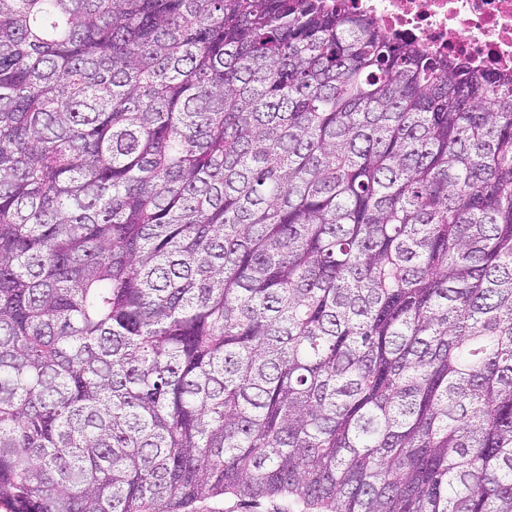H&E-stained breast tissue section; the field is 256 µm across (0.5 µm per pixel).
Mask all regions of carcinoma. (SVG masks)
Returning a JSON list of instances; mask_svg holds the SVG:
<instances>
[{
    "mask_svg": "<svg viewBox=\"0 0 512 512\" xmlns=\"http://www.w3.org/2000/svg\"><path fill=\"white\" fill-rule=\"evenodd\" d=\"M512 512V73L351 0H0V504ZM284 502L280 500H251L230 494L200 500L193 505L192 512H279Z\"/></svg>",
    "mask_w": 512,
    "mask_h": 512,
    "instance_id": "obj_1",
    "label": "carcinoma"
}]
</instances>
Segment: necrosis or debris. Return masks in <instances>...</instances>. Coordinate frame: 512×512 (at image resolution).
Returning a JSON list of instances; mask_svg holds the SVG:
<instances>
[{
  "instance_id": "1",
  "label": "necrosis or debris",
  "mask_w": 512,
  "mask_h": 512,
  "mask_svg": "<svg viewBox=\"0 0 512 512\" xmlns=\"http://www.w3.org/2000/svg\"><path fill=\"white\" fill-rule=\"evenodd\" d=\"M354 6L388 37L463 59L475 73L512 72V0H354Z\"/></svg>"
}]
</instances>
